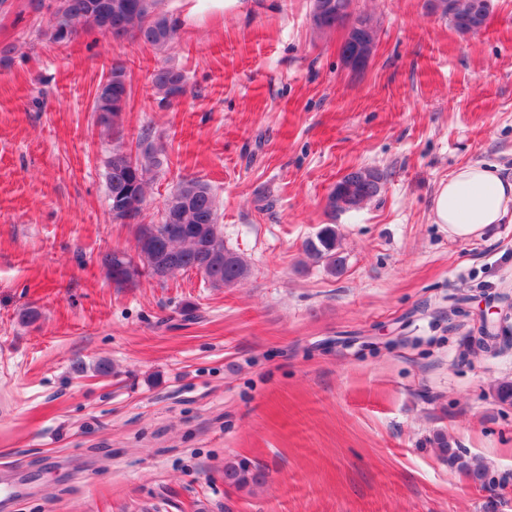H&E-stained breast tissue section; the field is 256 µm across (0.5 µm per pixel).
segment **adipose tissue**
Returning a JSON list of instances; mask_svg holds the SVG:
<instances>
[{
    "label": "adipose tissue",
    "mask_w": 512,
    "mask_h": 512,
    "mask_svg": "<svg viewBox=\"0 0 512 512\" xmlns=\"http://www.w3.org/2000/svg\"><path fill=\"white\" fill-rule=\"evenodd\" d=\"M512 209V175L476 161L455 169L436 189L432 217L451 237L469 239Z\"/></svg>",
    "instance_id": "ef3b65f1"
}]
</instances>
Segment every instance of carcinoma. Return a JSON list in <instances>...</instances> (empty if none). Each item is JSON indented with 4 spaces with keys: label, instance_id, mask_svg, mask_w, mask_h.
<instances>
[{
    "label": "carcinoma",
    "instance_id": "1",
    "mask_svg": "<svg viewBox=\"0 0 512 512\" xmlns=\"http://www.w3.org/2000/svg\"><path fill=\"white\" fill-rule=\"evenodd\" d=\"M55 23L43 36L56 43H69L82 34L99 33L114 39L135 38L157 50H165L177 39L176 23L160 8V0H53ZM457 20L450 25L462 34L475 30L462 23L470 0H452ZM160 102L170 104L187 92L184 72L164 64L151 75ZM129 95L126 68L114 63L98 88L93 112L96 123L112 142L107 161L106 189L112 220L132 226L137 256L115 250L103 256L107 276L119 288L132 286L143 277L164 283L180 272L195 271L212 288L229 287L248 274V267L235 252L224 246L218 208L210 187L199 180L180 183L164 204L159 224L139 222L146 200L150 175L160 165L161 149L152 140L151 130L140 136L137 150L124 147L121 114ZM383 176L366 169L358 185L362 197L379 193ZM336 225H325L305 242L309 258L324 265L328 273L343 270L338 255ZM267 482L265 468L247 458L224 462V484L251 492Z\"/></svg>",
    "mask_w": 512,
    "mask_h": 512
}]
</instances>
